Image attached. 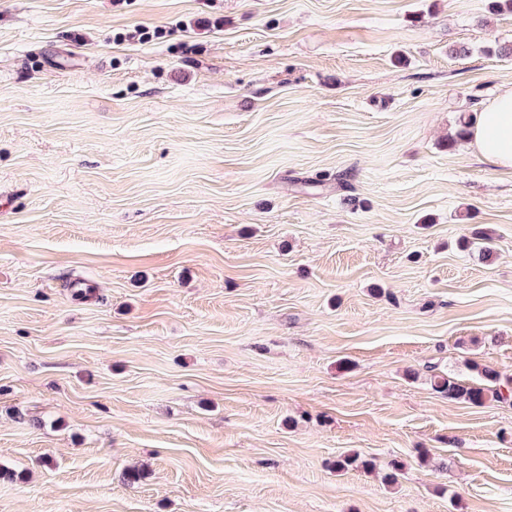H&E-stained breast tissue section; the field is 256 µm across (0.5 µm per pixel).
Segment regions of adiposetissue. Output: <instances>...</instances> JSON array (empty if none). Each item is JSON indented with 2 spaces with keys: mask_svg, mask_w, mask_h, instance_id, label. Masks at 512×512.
I'll return each instance as SVG.
<instances>
[{
  "mask_svg": "<svg viewBox=\"0 0 512 512\" xmlns=\"http://www.w3.org/2000/svg\"><path fill=\"white\" fill-rule=\"evenodd\" d=\"M476 154L494 166L512 169V89L498 94L469 126Z\"/></svg>",
  "mask_w": 512,
  "mask_h": 512,
  "instance_id": "obj_1",
  "label": "adipose tissue"
}]
</instances>
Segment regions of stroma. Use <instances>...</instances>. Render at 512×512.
I'll use <instances>...</instances> for the list:
<instances>
[{
    "instance_id": "1",
    "label": "stroma",
    "mask_w": 512,
    "mask_h": 512,
    "mask_svg": "<svg viewBox=\"0 0 512 512\" xmlns=\"http://www.w3.org/2000/svg\"><path fill=\"white\" fill-rule=\"evenodd\" d=\"M488 5L0 0V512H512ZM464 125L456 132L464 139ZM467 139L476 154L494 166L512 169V89L498 94L472 119ZM479 381L462 384L444 372H434L430 377L432 388L449 399L473 405L483 404L488 399L507 400L512 398V381H503L496 370L488 366H476Z\"/></svg>"
}]
</instances>
